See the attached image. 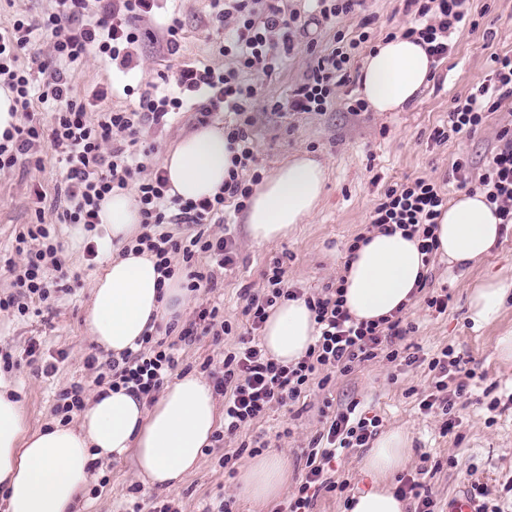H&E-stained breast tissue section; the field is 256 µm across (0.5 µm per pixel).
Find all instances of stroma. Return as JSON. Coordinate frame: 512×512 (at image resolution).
Segmentation results:
<instances>
[{
	"instance_id": "1",
	"label": "stroma",
	"mask_w": 512,
	"mask_h": 512,
	"mask_svg": "<svg viewBox=\"0 0 512 512\" xmlns=\"http://www.w3.org/2000/svg\"><path fill=\"white\" fill-rule=\"evenodd\" d=\"M477 29H463L454 38L447 59L436 62L434 77L417 98L400 112L365 110L350 112L349 104L360 97L361 63H354L349 81L336 89L337 104L325 112H275L270 100L287 101L302 82L310 58L306 44L267 78L265 97L254 105L253 138L256 170L269 175L298 151L311 153L327 167L325 194L319 210L288 238L257 243L250 238L243 213L226 204L229 225H206L207 233L230 232L234 240L235 268L210 293L195 295L182 314V324L195 318V307L219 302L224 317L232 323L242 320L243 288L260 289L262 274L275 258L285 257L288 283L307 293H318L340 277L347 248L353 239L369 232V214L381 194L391 185L416 177L442 184L448 198L458 190L450 181L453 162L468 158L473 170H480L497 146L502 126L512 123V104H503L471 137L436 142L435 128L448 121L455 98L468 95L489 74L492 55H512V0H470ZM371 17L373 42L387 33L407 26L410 15L402 0H366L365 7L343 20L340 29L354 38L364 17ZM180 27L179 48L170 52L166 28ZM215 18L210 0H155L151 12L134 22L139 40L131 46L133 68L122 73L98 58L87 57L70 66L68 73L75 97L91 100L94 91L113 85L109 102L116 109L137 108L144 92L160 84L164 75L181 65L230 66V58L220 52L213 36ZM206 120L195 109L182 111L162 127H145L144 146L150 147V166H160L164 154ZM62 177L54 156L44 158L41 168L20 164L0 172V294L7 292L10 279L3 269L12 258V243L24 226L33 223L34 191L53 193ZM57 214L46 210L45 220L55 223L68 279L67 291L58 293L51 305L34 303L26 316L0 311V354L10 353L16 361L9 377L18 386L25 420L36 430L54 420V408L61 391L83 387L84 399H91L96 373L87 359L98 349L84 330L83 319L90 304L91 283L108 259L100 254L88 259L84 240L72 224H56ZM497 276L512 284V231L501 235L490 254L480 263L452 266L437 259L428 270L427 286L418 292L405 317L413 327L409 343L419 346L426 357L449 347L466 361L477 377L468 383V392L458 398L453 415L455 427L443 434L446 420L440 408L420 411L417 393L431 389L433 374L425 361L412 365L374 361L341 375L332 374L327 386L311 384L294 406H273L243 432L225 436L205 448L199 467L176 488L148 489L137 480L131 457L102 462L89 481L85 512H133L135 506L170 504L174 512H211L221 501H229L231 512H283L289 492L295 491L306 472L310 441L319 434L328 410H342L357 404L360 411L379 416L381 432L402 429L412 439L411 455L402 468L406 477L418 478L431 493L439 512H447L460 493L481 485L488 498L504 512H512V364L502 363L494 352L496 336L512 331V292L505 298L499 317L490 325L475 327L468 318V297L472 286ZM448 295V309L437 313L426 301L440 293ZM176 344L178 365L175 375L200 371L210 358H220L233 348L236 337L213 339L200 336L192 342ZM35 354H28V347ZM53 372H46L47 363ZM261 443L267 451L287 456L291 478L286 494L263 505L236 498V478L253 458L242 443ZM367 451L355 448L333 461L337 481L348 482L346 495L320 492L312 512H345V498L370 486L362 470Z\"/></svg>"
}]
</instances>
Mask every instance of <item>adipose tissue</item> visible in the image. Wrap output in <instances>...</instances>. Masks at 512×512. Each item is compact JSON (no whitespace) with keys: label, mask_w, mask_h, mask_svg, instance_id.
Listing matches in <instances>:
<instances>
[{"label":"adipose tissue","mask_w":512,"mask_h":512,"mask_svg":"<svg viewBox=\"0 0 512 512\" xmlns=\"http://www.w3.org/2000/svg\"><path fill=\"white\" fill-rule=\"evenodd\" d=\"M433 60L423 45L397 37L377 45L361 69L362 98L376 112H397L428 84ZM233 153L221 125L200 126L162 159L171 191L183 200L211 198L224 186ZM327 180L324 163L299 153L256 186L245 222L258 243L288 236L320 207ZM100 229L106 243L125 245L139 231L136 202L117 190L101 203ZM438 253L461 266L489 254L501 224L484 193L463 192L445 207L435 230ZM419 237L403 232L367 234L343 271L344 307L358 322L394 315L416 296L426 269ZM512 286L495 278L472 289L468 316L474 326L494 322ZM191 293L180 278L162 279L151 253L113 255L95 278L85 325L106 355L134 348L160 321L178 322ZM317 325L305 300H285L270 313L262 342L276 361L293 364L314 344ZM17 388L0 375V491L5 512H82L83 496L96 462L132 456L136 475L147 487L169 489L197 469L219 423L214 391L189 372L167 384L154 404L125 388L98 389L73 425L50 422L28 432ZM407 433L383 434L363 465L374 486L355 495L347 512H407L406 500L384 486L406 463ZM284 455L255 457L237 478L239 497L256 505L278 498L288 483Z\"/></svg>","instance_id":"1"}]
</instances>
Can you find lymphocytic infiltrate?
<instances>
[{
	"instance_id": "f902f5d3",
	"label": "lymphocytic infiltrate",
	"mask_w": 512,
	"mask_h": 512,
	"mask_svg": "<svg viewBox=\"0 0 512 512\" xmlns=\"http://www.w3.org/2000/svg\"><path fill=\"white\" fill-rule=\"evenodd\" d=\"M405 12L414 21L400 31L401 37L423 44L434 60L448 57L453 50L451 36L460 28L476 27L469 0H403ZM51 12L38 19H18L0 29V85L13 95L12 110L18 124L0 133V171L19 162L41 166L44 153H52L62 165L64 177L53 194L65 205L57 224H81L94 230L99 222L100 204L115 189L133 188L142 216V231L133 240L136 252L150 251L164 277L183 275L191 292L213 290L218 285L217 270H232V241L224 236L175 238L172 224H214L224 219V204L233 200L236 210L247 207L252 194L241 178L254 159L251 128L253 107L261 97L265 76L271 75L284 57L291 55L308 34L309 23L297 10L288 11L279 0H213L215 18L224 26L219 49L234 60L228 70L212 66H185L177 70L178 87L203 97V116L221 112L226 116L224 132L234 152L233 167L224 188L211 199L184 201L169 195L168 180L162 169L146 170L137 158L136 147L146 124L164 125L178 113L184 101L178 96L145 93L135 110L107 106V90L96 94L101 107L88 113L84 102L72 94L68 65L95 55L127 66L129 45L138 35L129 27L131 18L150 12L151 0H123L122 10L93 22H84L86 0H53ZM364 31L358 38L346 39L337 33L336 46L319 54L308 45L311 63L302 84L287 102H271L274 111L324 112L333 104L337 83L347 81L352 62L362 44L370 39L371 18H364ZM48 47V75L35 83L23 58L36 41ZM489 77L475 92L456 99L448 114V125L435 129L436 141L473 135L506 100L512 99V56H492ZM50 107V122H42L41 107ZM498 145L480 174H472L468 163L456 160L452 176L458 188L478 182L487 201L494 205L503 224H512V125L503 126ZM36 221L15 237L14 250L23 255V265L7 262L12 291L0 296V310L16 309L19 315L29 311L28 299L48 302L64 291L65 263L56 241V226L45 221L44 202L48 194L36 190ZM448 198L432 179L418 177L386 189L369 215L371 228L393 233L407 231L422 237L420 246L424 265H431L438 245L434 230ZM288 270L282 260L270 263L265 286L260 292L243 289L242 314L248 325L234 351L225 353L209 375L215 393L224 397V430L236 434L262 418L273 406L296 404L315 376L322 371L342 374L354 367L383 358L411 365L419 362L418 353L408 351L403 341L408 329L402 314L378 322H355L343 307L340 288L326 287L318 296L302 297L300 289L287 286ZM305 298L315 314L318 336L306 355L293 365L270 358L257 335L271 309L283 300ZM462 359L453 349L434 354L428 362L436 382L433 391L422 393L419 408L431 410L441 405L448 418L445 431H452L449 415L456 398L467 390L459 381ZM174 346L145 336L136 349L110 360L95 379L96 384L123 386L146 400H155L165 380L177 366ZM378 416L357 412L355 406L338 412L326 422L311 441L307 454V472L297 490L289 497L286 512H311L315 492L336 491L338 482L328 466L337 449L361 448L377 432Z\"/></svg>"
}]
</instances>
